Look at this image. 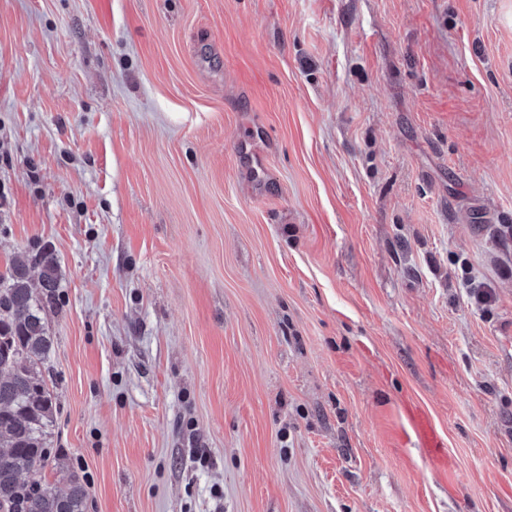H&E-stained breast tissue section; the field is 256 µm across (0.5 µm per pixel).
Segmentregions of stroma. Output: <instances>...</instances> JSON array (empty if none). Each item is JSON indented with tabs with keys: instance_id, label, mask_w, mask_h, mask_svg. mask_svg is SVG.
I'll return each mask as SVG.
<instances>
[{
	"instance_id": "stroma-1",
	"label": "stroma",
	"mask_w": 512,
	"mask_h": 512,
	"mask_svg": "<svg viewBox=\"0 0 512 512\" xmlns=\"http://www.w3.org/2000/svg\"><path fill=\"white\" fill-rule=\"evenodd\" d=\"M510 231L512 0H0L87 512H512ZM408 420L412 424L421 447L430 449L432 461L437 465L447 466L448 455L441 450L444 448V444L428 414L420 408L411 409L408 411Z\"/></svg>"
}]
</instances>
